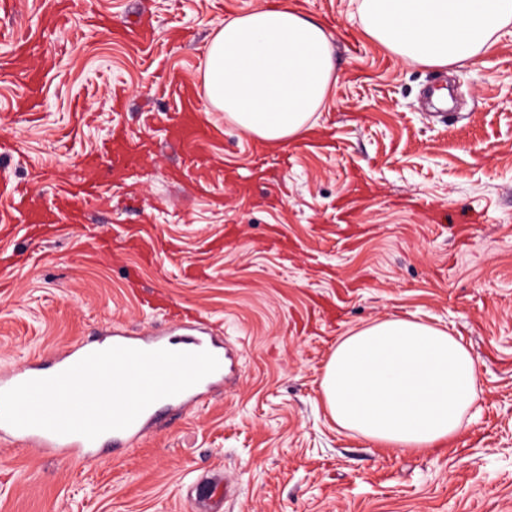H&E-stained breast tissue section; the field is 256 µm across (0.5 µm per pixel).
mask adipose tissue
<instances>
[{
	"instance_id": "1",
	"label": "adipose tissue",
	"mask_w": 512,
	"mask_h": 512,
	"mask_svg": "<svg viewBox=\"0 0 512 512\" xmlns=\"http://www.w3.org/2000/svg\"><path fill=\"white\" fill-rule=\"evenodd\" d=\"M358 14L364 34L400 60L445 68L480 57L512 25V0H359ZM338 80L330 33L287 0L218 23L202 69L208 107L270 147L309 133ZM478 382L456 336L389 316L337 338L320 387L340 429L418 451L457 436Z\"/></svg>"
}]
</instances>
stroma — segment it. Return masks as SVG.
<instances>
[{"mask_svg": "<svg viewBox=\"0 0 512 512\" xmlns=\"http://www.w3.org/2000/svg\"><path fill=\"white\" fill-rule=\"evenodd\" d=\"M256 0H67L35 112L0 68V173L49 203L89 160L107 175L83 223L40 242L0 233V371L167 327L146 298L197 309L236 374L128 447L94 459L0 443V512H195L224 473V512H512V26L474 63L407 64L362 32L356 0H294L328 27L341 79L311 132L257 160L201 82L215 24ZM151 19L150 53L90 24ZM190 84L216 139L210 192L172 179L164 130ZM151 145L132 176L98 149L115 126ZM139 244L90 255L114 225ZM394 313L446 329L480 397L447 446L406 453L337 429L320 381L336 339ZM191 498L202 505L201 512H222L224 510V474L217 472L205 480L199 481L193 491Z\"/></svg>", "mask_w": 512, "mask_h": 512, "instance_id": "1", "label": "stroma"}]
</instances>
